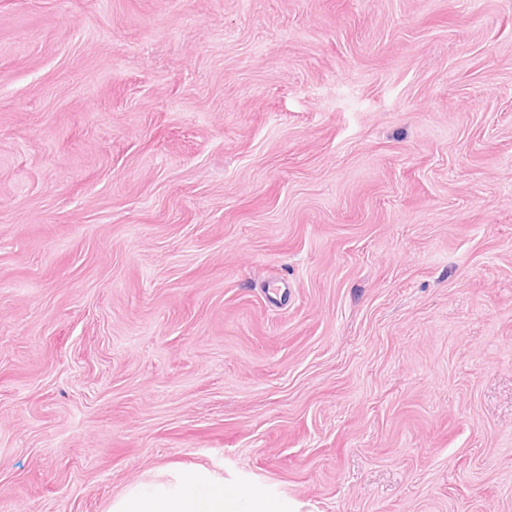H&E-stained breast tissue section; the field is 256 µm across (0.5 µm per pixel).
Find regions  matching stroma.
<instances>
[{
	"mask_svg": "<svg viewBox=\"0 0 512 512\" xmlns=\"http://www.w3.org/2000/svg\"><path fill=\"white\" fill-rule=\"evenodd\" d=\"M188 467L512 512V0H0V512Z\"/></svg>",
	"mask_w": 512,
	"mask_h": 512,
	"instance_id": "35a3bbf8",
	"label": "stroma"
}]
</instances>
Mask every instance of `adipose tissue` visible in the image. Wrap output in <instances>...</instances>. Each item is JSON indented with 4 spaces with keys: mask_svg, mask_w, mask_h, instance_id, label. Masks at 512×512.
Listing matches in <instances>:
<instances>
[{
    "mask_svg": "<svg viewBox=\"0 0 512 512\" xmlns=\"http://www.w3.org/2000/svg\"><path fill=\"white\" fill-rule=\"evenodd\" d=\"M222 484L203 472L190 471L170 484H148L127 489L108 512H227Z\"/></svg>",
    "mask_w": 512,
    "mask_h": 512,
    "instance_id": "ef3b65f1",
    "label": "adipose tissue"
}]
</instances>
